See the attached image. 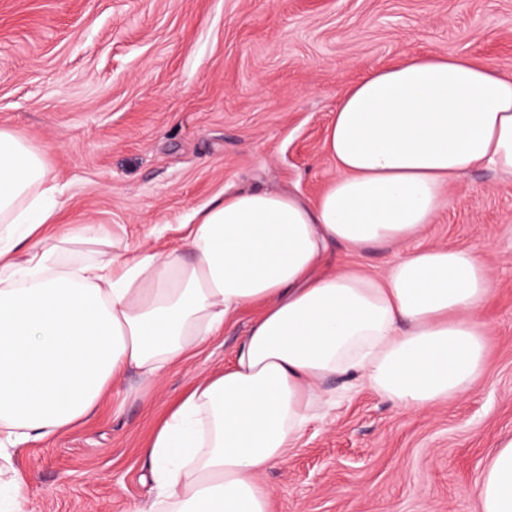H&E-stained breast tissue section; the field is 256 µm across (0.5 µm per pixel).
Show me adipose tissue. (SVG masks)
Returning <instances> with one entry per match:
<instances>
[{
    "label": "adipose tissue",
    "instance_id": "obj_1",
    "mask_svg": "<svg viewBox=\"0 0 512 512\" xmlns=\"http://www.w3.org/2000/svg\"><path fill=\"white\" fill-rule=\"evenodd\" d=\"M326 152L336 176L317 201L240 190L196 210L180 247L133 252L58 224L40 154L0 130V512H27L15 448L88 418L127 373L159 382L249 305L262 311L231 364L153 433L156 495L131 512H269L259 477L321 415L331 381L410 409L471 389L487 355L473 315L494 288L478 253L412 251L381 278L323 263L337 244L414 237L473 169L512 176V78L440 55L375 70L341 98ZM477 495L481 512H512V436Z\"/></svg>",
    "mask_w": 512,
    "mask_h": 512
}]
</instances>
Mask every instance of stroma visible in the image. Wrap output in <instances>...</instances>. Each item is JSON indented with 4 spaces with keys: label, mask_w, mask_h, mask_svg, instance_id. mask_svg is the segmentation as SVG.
Masks as SVG:
<instances>
[{
    "label": "stroma",
    "mask_w": 512,
    "mask_h": 512,
    "mask_svg": "<svg viewBox=\"0 0 512 512\" xmlns=\"http://www.w3.org/2000/svg\"><path fill=\"white\" fill-rule=\"evenodd\" d=\"M420 54L467 57L512 77V0H0V130L63 185L61 221L165 251L188 216L240 189L313 200L345 91ZM512 177L480 168L445 187L410 240L328 271L382 276L429 247L469 248L496 284L481 313L489 355L472 389L418 411L368 387L311 422L261 477L270 512H480L476 484L512 435ZM239 314L145 395L113 384L101 408L17 448L30 512H129L154 498L144 453L169 410L224 369L254 318Z\"/></svg>",
    "instance_id": "obj_1"
}]
</instances>
